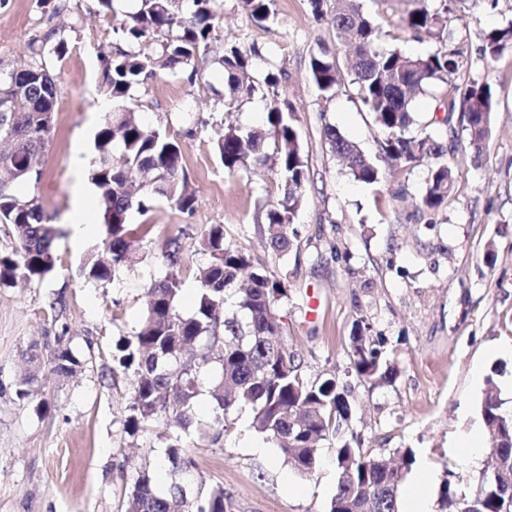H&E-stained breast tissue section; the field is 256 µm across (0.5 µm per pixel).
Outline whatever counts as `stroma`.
<instances>
[{
    "label": "stroma",
    "mask_w": 512,
    "mask_h": 512,
    "mask_svg": "<svg viewBox=\"0 0 512 512\" xmlns=\"http://www.w3.org/2000/svg\"><path fill=\"white\" fill-rule=\"evenodd\" d=\"M450 7V28L465 58L457 82L489 84L496 112L493 139L478 157L461 126L439 125L433 94L414 102L418 129L456 146L452 161L460 181L433 223L415 214L426 166L414 167L398 184H365L332 154L324 123L375 161L382 135L350 81L330 99L313 82L309 61L320 47L339 66L347 60L335 28L315 20L310 0H274L272 17L261 23L238 0H222L217 42L251 51L256 77L283 72L287 80L274 93L258 86L230 115L214 52L200 57L196 82L177 68L137 86L141 120L179 141L197 202L190 215L164 201L148 216L131 213L130 224L153 226L136 242L141 259L101 285L80 273L85 256L102 245L97 202L87 211L96 231L82 245L70 240L71 157L78 145L96 153L102 116L92 107L103 97L100 56L126 43L97 0H0V62L30 61L27 43L50 31L67 47L60 55L45 49L42 56L58 91L42 178L15 187L18 195L39 197L52 217L59 231L56 268L44 280L0 288V512H126L127 493L142 470L160 475L159 489L168 488L174 429L162 416L145 433H127L133 372L115 366L112 354L141 326L146 285L168 270L165 241L178 234L189 248L217 224L227 242L287 277L288 297L277 307L282 334L307 377L332 372L346 388L350 429L361 448L387 459L396 449H414L417 467L430 478V496H437L449 464L460 475V491L477 492L487 458L467 464L453 447L460 434L482 430L478 407L488 380L500 390L503 412L512 413V48L491 63L482 57L486 35L512 24V0H451ZM407 8L406 0L370 4L384 46L433 52L434 40H415L402 27ZM275 94L295 111L310 171L296 217L299 246L282 258L266 249L261 229L267 204L282 194L277 182L228 176L216 151L225 119L248 128L264 125ZM57 299L62 309L56 314L50 304ZM313 299L319 302L315 311L309 308ZM360 319L386 339L397 369L391 384L374 386L347 370L349 336ZM61 334L80 361L77 373L62 376L43 366L29 396H17L30 347L50 353ZM231 417L233 430L217 440L198 439L192 429L180 434L193 461L183 476L188 500L220 487L228 512H329L336 440L323 442L315 472L302 475L251 429L249 410H233Z\"/></svg>",
    "instance_id": "stroma-1"
}]
</instances>
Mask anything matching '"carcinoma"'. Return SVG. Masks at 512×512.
Here are the masks:
<instances>
[{
    "label": "carcinoma",
    "instance_id": "1",
    "mask_svg": "<svg viewBox=\"0 0 512 512\" xmlns=\"http://www.w3.org/2000/svg\"><path fill=\"white\" fill-rule=\"evenodd\" d=\"M138 8L119 19L130 49L102 55V87L117 104L95 137L98 160L91 179L97 188L103 218L102 244L108 255L102 260L89 255L81 266L88 280L106 283L138 259L128 218L135 210L147 214L154 202L164 200L181 213L195 210L196 197L183 163L179 142L145 127L137 118L132 92L145 75L158 68H190L189 79L201 76L197 67L218 25L220 0H137ZM414 7L401 18L414 37L435 39L439 48L427 55H412L401 48L381 45V34L361 0H311L318 20L330 18L344 38L350 54L349 74L359 101L373 114L384 135L381 154L387 169L375 165L330 123L323 127L331 152L346 161L349 174L366 184L395 179L405 169L427 167L424 210L434 212L448 201L458 173L448 161V146L423 132L411 133L415 124L413 100L432 89L444 112L441 122L454 115L467 132L475 153L484 152L492 137L495 101L491 87L477 80L461 87L455 78L463 65L462 51L452 44L448 30V0H413ZM241 8L258 22L272 15V0H239ZM160 43L161 52L149 54L141 46ZM512 46V24L492 31L483 46L490 62ZM251 54L235 44H225L218 62L223 69L224 111L237 109L256 90ZM312 80L331 98L341 86L336 56L322 49L310 57ZM282 77L268 74L272 88L267 123L259 129L234 122L224 124L217 150L224 170L246 178L270 177L278 181L282 195L264 213L263 234L277 257L287 255L298 242L294 227L306 184L305 157L295 124V112L280 101L277 88ZM58 102L55 77L45 68L0 63V110L13 108V126L0 123V140L14 141L11 150L0 151V225L14 241L11 252L0 253V288L16 280L41 281L55 270L54 241L59 231L51 224L35 196H20L18 182L38 183L42 159L50 142ZM196 250L209 255V263L197 269L200 287L193 312L184 316L176 308L183 285V271L190 265L181 235L169 238L165 257L169 270L145 291L147 313L139 331L116 345L113 360L123 368L137 364L133 398L126 417L127 433L137 436L165 415L170 426L184 428L194 414L201 392L202 369L216 364L220 380L210 388L215 416L201 437L219 438L229 425L228 414L238 406L252 412L251 427L279 448L284 462L301 474L316 469L321 442L334 438L337 481L329 512H399V491L416 462L410 448H400L398 462L351 446L347 435L350 403L336 374L314 380L306 377L296 354L281 334L276 302L288 297L286 279L255 264L248 252L225 242L224 228L215 225L196 241ZM244 311L246 320L228 316V299ZM385 340L371 334L367 323L350 336V369L373 385L391 383L395 368L384 354ZM48 363L62 375L74 373L78 360L57 337ZM500 391L493 378L479 404L485 430L499 433L491 469L481 473L473 496L459 491L454 472L447 470L439 488L442 512H512V417L502 410ZM167 457L174 471L189 469L191 460L182 453L181 436H170ZM128 512H226L224 489L189 503L183 485L174 483L167 493L156 492L149 472H140L127 494Z\"/></svg>",
    "mask_w": 512,
    "mask_h": 512
}]
</instances>
